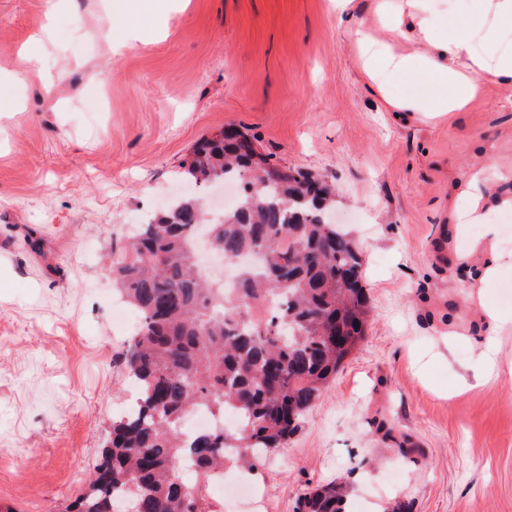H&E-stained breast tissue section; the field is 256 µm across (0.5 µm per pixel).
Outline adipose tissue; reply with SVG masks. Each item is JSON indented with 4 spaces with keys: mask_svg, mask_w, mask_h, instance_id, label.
I'll list each match as a JSON object with an SVG mask.
<instances>
[{
    "mask_svg": "<svg viewBox=\"0 0 512 512\" xmlns=\"http://www.w3.org/2000/svg\"><path fill=\"white\" fill-rule=\"evenodd\" d=\"M474 2V17L457 24L451 34L442 35L430 21V0H388L384 19L393 36L401 38L414 31L427 48L396 55L385 45L362 47L365 71L372 77L382 71L425 73L439 87V94L427 101L402 98L398 104L431 114L461 110L478 91L476 74L512 84V50L507 47L512 40V0Z\"/></svg>",
    "mask_w": 512,
    "mask_h": 512,
    "instance_id": "1",
    "label": "adipose tissue"
}]
</instances>
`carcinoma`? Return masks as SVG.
<instances>
[{
  "instance_id": "carcinoma-1",
  "label": "carcinoma",
  "mask_w": 512,
  "mask_h": 512,
  "mask_svg": "<svg viewBox=\"0 0 512 512\" xmlns=\"http://www.w3.org/2000/svg\"><path fill=\"white\" fill-rule=\"evenodd\" d=\"M182 168L196 185L240 183L239 203L210 223L211 233L224 255L258 253L261 263L242 273L232 295L208 282L192 252L204 223L193 196L138 225L112 266L121 298L140 318L121 357L138 397L112 421L86 490L64 512H110L133 490L137 512H172L176 501L188 512H216L207 485L230 461L251 468L287 447L364 336L362 258L350 234L326 221L330 186L271 162L242 131L202 138ZM268 295L279 306L253 319L254 303ZM199 406L219 419L229 411L238 424L188 438L181 422ZM348 494L344 482L318 486L304 494L300 512H346Z\"/></svg>"
}]
</instances>
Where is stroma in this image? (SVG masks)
Returning a JSON list of instances; mask_svg holds the SVG:
<instances>
[{
  "mask_svg": "<svg viewBox=\"0 0 512 512\" xmlns=\"http://www.w3.org/2000/svg\"><path fill=\"white\" fill-rule=\"evenodd\" d=\"M379 0H143L134 47L101 33L104 0H0V503L61 512L136 392L120 362L131 333L112 309V260L135 224L178 192L202 137L227 126L280 166L335 189L364 263L365 334L288 447L245 472L219 512H298L346 478L348 512H512V86L479 75L459 112L427 118L417 74L381 90L358 59L391 40ZM81 27H74L73 17ZM502 269L480 273L490 250ZM494 350L500 375L484 378ZM415 446L401 457L396 439Z\"/></svg>",
  "mask_w": 512,
  "mask_h": 512,
  "instance_id": "1",
  "label": "stroma"
}]
</instances>
